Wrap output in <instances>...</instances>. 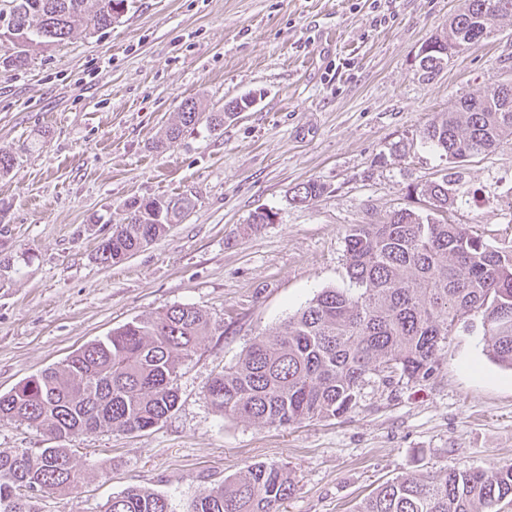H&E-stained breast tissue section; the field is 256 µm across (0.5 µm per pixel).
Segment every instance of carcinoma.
Wrapping results in <instances>:
<instances>
[{"label": "carcinoma", "mask_w": 512, "mask_h": 512, "mask_svg": "<svg viewBox=\"0 0 512 512\" xmlns=\"http://www.w3.org/2000/svg\"><path fill=\"white\" fill-rule=\"evenodd\" d=\"M6 30L0 61L26 68L32 56L68 39L79 26L89 33L108 29L127 0H4ZM512 18V0H463L462 8L420 57L427 77L449 56L490 33L495 19ZM500 85L466 94L452 112H439L423 137L448 160L491 152L512 142V97ZM224 112H205L185 100L167 139L205 122L224 126ZM324 186L297 184L291 200L308 203ZM435 210L455 199L448 177L423 190ZM163 214L129 213L97 250L103 263H116L164 235L194 208L187 197L163 201ZM347 288H325L288 318L285 326L258 336L237 363L206 387L212 408L258 426H286L342 416L354 410L367 377L409 382L430 378L437 354L457 325L479 313L492 334L487 356L512 369V247L494 248L463 224L422 216L411 208L394 211L382 224H356L345 237ZM210 322L189 305H173L112 330L0 394V421L46 429L55 438L104 429L144 433L177 409L180 363L194 352ZM81 480L66 448L22 449L0 454V512H39L49 492ZM295 481L284 465L255 463L200 492L190 512H280ZM512 502V465L489 469L405 472L380 484L355 512H498ZM104 512H170L167 499L130 487L112 496Z\"/></svg>", "instance_id": "obj_1"}]
</instances>
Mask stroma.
<instances>
[{
    "mask_svg": "<svg viewBox=\"0 0 512 512\" xmlns=\"http://www.w3.org/2000/svg\"><path fill=\"white\" fill-rule=\"evenodd\" d=\"M461 0H128L106 30L0 68V393L135 318L188 304L212 328L182 362L177 410L144 433L59 441L0 421V453L66 446L83 481L40 512H104L131 486L188 512L246 466L288 467L282 512H355L411 470L512 465V371L489 362V329L459 324L426 381L365 385L336 419L258 429L217 413L208 382L321 289L348 285L344 238L395 210L427 215L448 178V218L512 246V144L448 161L422 131L462 95L512 81V20L422 78L421 46ZM247 111L210 130L168 124L192 98ZM323 194L292 203L295 185ZM189 196L182 223L117 264L99 243L135 198ZM272 223L253 228L254 211ZM424 194L432 200L435 210L438 212H447L448 207L455 202L454 197H451L448 190V178H442L440 181L428 185Z\"/></svg>",
    "mask_w": 512,
    "mask_h": 512,
    "instance_id": "stroma-1",
    "label": "stroma"
}]
</instances>
